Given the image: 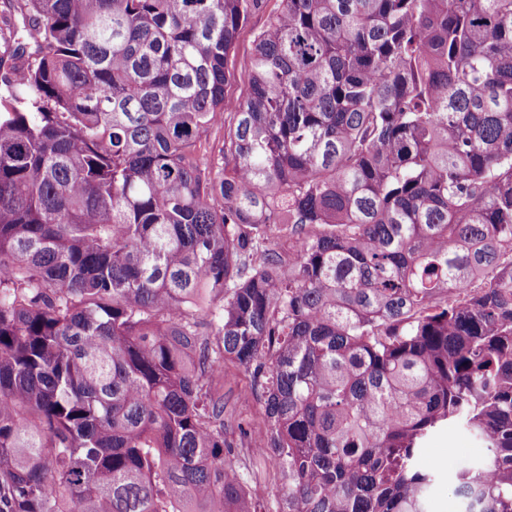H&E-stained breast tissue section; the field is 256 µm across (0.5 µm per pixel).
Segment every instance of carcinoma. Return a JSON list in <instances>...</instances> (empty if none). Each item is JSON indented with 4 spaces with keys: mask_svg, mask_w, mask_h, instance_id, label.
Segmentation results:
<instances>
[{
    "mask_svg": "<svg viewBox=\"0 0 512 512\" xmlns=\"http://www.w3.org/2000/svg\"><path fill=\"white\" fill-rule=\"evenodd\" d=\"M23 2L0 512H430L450 422L488 449L462 512H512V0ZM228 361L284 478L262 503ZM267 20V13H260L254 16L247 29L241 36L235 50L233 60V76L226 87L228 96L236 97L245 88L248 81V71L246 69V59L251 46L252 34L261 29ZM250 374L235 363L226 362L224 365V428L228 439L236 443L238 458L253 469L250 480L251 491L259 497L266 499L272 497L276 489L281 486L283 479L281 471L274 459L268 458L260 464H253V455L247 442L241 444L236 428L240 420L250 421L254 427L262 428L263 414L259 402L252 398L244 400L241 396L245 387L249 385ZM226 407V408H225Z\"/></svg>",
    "mask_w": 512,
    "mask_h": 512,
    "instance_id": "cac0c4a2",
    "label": "carcinoma"
}]
</instances>
